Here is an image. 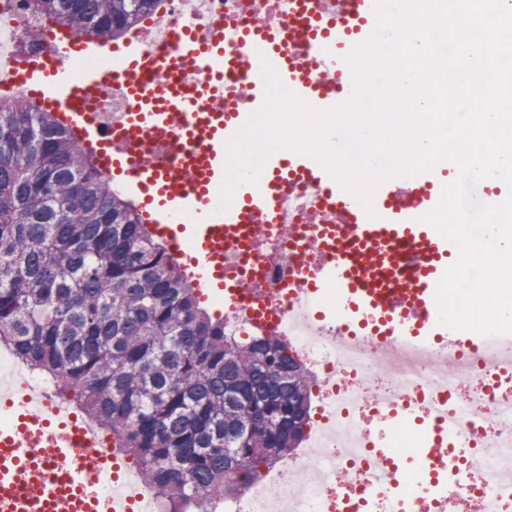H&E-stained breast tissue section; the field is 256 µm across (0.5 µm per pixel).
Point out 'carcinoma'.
<instances>
[{
    "label": "carcinoma",
    "mask_w": 512,
    "mask_h": 512,
    "mask_svg": "<svg viewBox=\"0 0 512 512\" xmlns=\"http://www.w3.org/2000/svg\"><path fill=\"white\" fill-rule=\"evenodd\" d=\"M110 42L164 0H31ZM75 392L164 512H209L305 439L311 370L201 308L167 244L53 113L0 96V344Z\"/></svg>",
    "instance_id": "obj_1"
}]
</instances>
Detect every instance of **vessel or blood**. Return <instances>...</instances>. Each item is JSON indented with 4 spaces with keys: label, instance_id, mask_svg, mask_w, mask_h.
Here are the masks:
<instances>
[{
    "label": "vessel or blood",
    "instance_id": "b4317fda",
    "mask_svg": "<svg viewBox=\"0 0 512 512\" xmlns=\"http://www.w3.org/2000/svg\"><path fill=\"white\" fill-rule=\"evenodd\" d=\"M335 2L338 19L332 22L313 0H288L282 27L241 30L228 46L191 26L165 54L131 35L112 50L131 104L123 119L127 136L120 141L112 137L111 117L87 108L102 85L94 67L100 47L71 28L56 31L60 45L70 49L69 59L11 51L0 71V93L26 87L103 168L127 176L130 191L142 198L146 222L156 236L176 245L183 271L204 297L236 301L239 284L224 279L226 245H251L264 225L277 223L284 189L300 180L323 188L324 211L335 221L292 225L288 233L308 236L325 250L328 259L313 277L335 287L337 315L377 319L378 336L389 346L449 335L438 322L435 294L457 249L422 217L437 205L438 178L455 172L454 164L439 163L402 187L382 184L371 218L314 160L277 152L258 184L239 186L229 208H219L225 142L263 101L261 59L315 107L350 96L344 57L373 31L375 0ZM240 70L247 73L240 93L225 98V77ZM0 392L24 393L28 404L17 424L0 426V512H128L129 496L99 491L104 464L117 452L101 449L95 428L66 423L65 409L37 389L15 382ZM377 412L391 432L411 416L410 409L386 401L378 403ZM457 442L455 423L428 428L412 451L416 468L408 474L399 472L392 448L372 444L365 464L373 476L361 490L366 512H375L381 501L387 512H416L419 503L445 506L464 494L463 471L445 458L447 447Z\"/></svg>",
    "mask_w": 512,
    "mask_h": 512
}]
</instances>
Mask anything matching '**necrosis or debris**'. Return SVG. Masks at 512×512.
<instances>
[{"label":"necrosis or debris","mask_w":512,"mask_h":512,"mask_svg":"<svg viewBox=\"0 0 512 512\" xmlns=\"http://www.w3.org/2000/svg\"><path fill=\"white\" fill-rule=\"evenodd\" d=\"M283 21V0H261L256 8L245 6L244 0H171L167 18L147 38L167 51L191 23L221 28L228 39L245 27L274 28ZM51 28L50 20L31 14L25 0H8L0 8L2 47L50 51ZM253 250L266 255L265 264L243 266L228 253L224 270L261 293L280 318L281 338L321 374L323 412L315 438L299 456L245 486L243 512H343L337 491L365 478L357 462L359 444L375 427L374 406L381 398L407 405L430 421L454 414L466 442L481 449L468 468L469 488L455 500V512H506L512 494H501L500 488L512 481V391L479 384L495 350L461 353L426 336L418 345L381 352L369 334L355 336L340 323L318 320L319 309L335 300L333 288L304 305L289 299L290 277L302 262L313 267L322 263L319 250L302 248L300 241L276 233L258 240Z\"/></svg>","instance_id":"4bbe7bcc"}]
</instances>
